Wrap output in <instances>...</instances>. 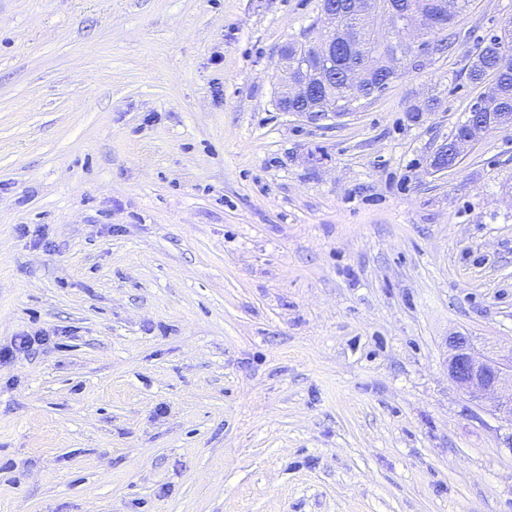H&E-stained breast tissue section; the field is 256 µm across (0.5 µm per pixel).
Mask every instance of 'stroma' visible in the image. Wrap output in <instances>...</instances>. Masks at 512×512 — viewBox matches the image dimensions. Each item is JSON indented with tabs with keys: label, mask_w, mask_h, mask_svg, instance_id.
<instances>
[{
	"label": "stroma",
	"mask_w": 512,
	"mask_h": 512,
	"mask_svg": "<svg viewBox=\"0 0 512 512\" xmlns=\"http://www.w3.org/2000/svg\"><path fill=\"white\" fill-rule=\"evenodd\" d=\"M321 0H0V512H512V128L432 160L512 0L357 112L280 111ZM448 344V377L455 386L475 403L494 416L512 424V347L506 350L475 349L469 336L452 333ZM504 386L509 392L502 393ZM49 340L46 335H23L16 336L11 341L10 345L0 347V362L10 361L18 354H31L35 353L37 349L44 346Z\"/></svg>",
	"instance_id": "1"
}]
</instances>
